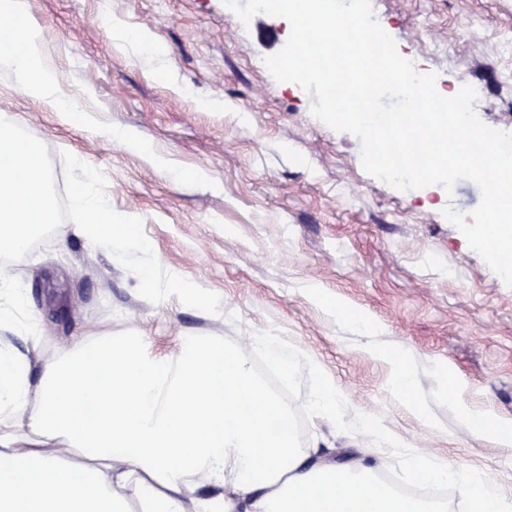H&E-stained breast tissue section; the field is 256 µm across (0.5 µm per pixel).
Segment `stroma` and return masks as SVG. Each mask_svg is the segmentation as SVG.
<instances>
[{
	"label": "stroma",
	"instance_id": "stroma-1",
	"mask_svg": "<svg viewBox=\"0 0 512 512\" xmlns=\"http://www.w3.org/2000/svg\"><path fill=\"white\" fill-rule=\"evenodd\" d=\"M62 92L82 113L64 122L0 78V117L42 141L64 193L62 152L82 155L108 180L113 208L137 216L160 265L217 293L209 314L171 297L153 304L136 275L80 235L58 237L8 266L26 288L45 336L43 353L75 336H139L172 355L184 335H217L251 351V338L278 329L336 383L350 413L380 415L413 447L456 467L487 470L512 497V446L479 435L448 404L457 398L512 422V288L442 213H467L478 186L458 181L442 206L423 208L368 174L361 144L311 113L301 87L277 82L264 59L288 40L280 17L242 24L223 0H25ZM375 17L430 81L473 86L476 112L512 132V0H372ZM142 35L160 53L117 40ZM118 127L149 151L111 141ZM185 172L173 179L172 170ZM205 180H196V173ZM359 311L361 334L318 296ZM406 352L430 424L418 421L376 352ZM308 443L346 465L374 448L369 437L316 417Z\"/></svg>",
	"mask_w": 512,
	"mask_h": 512
}]
</instances>
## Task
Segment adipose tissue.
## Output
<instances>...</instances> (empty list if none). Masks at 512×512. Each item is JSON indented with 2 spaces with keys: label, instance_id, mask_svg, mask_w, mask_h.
Listing matches in <instances>:
<instances>
[{
  "label": "adipose tissue",
  "instance_id": "obj_1",
  "mask_svg": "<svg viewBox=\"0 0 512 512\" xmlns=\"http://www.w3.org/2000/svg\"><path fill=\"white\" fill-rule=\"evenodd\" d=\"M22 4L0 0V75L72 118L79 107L59 90ZM26 305L1 267L0 512H444L382 484L374 466L312 457L271 430L287 406L211 337H183L163 356L138 336H81L33 378L42 332ZM380 355L429 423L404 353ZM76 449L84 464L66 467Z\"/></svg>",
  "mask_w": 512,
  "mask_h": 512
}]
</instances>
